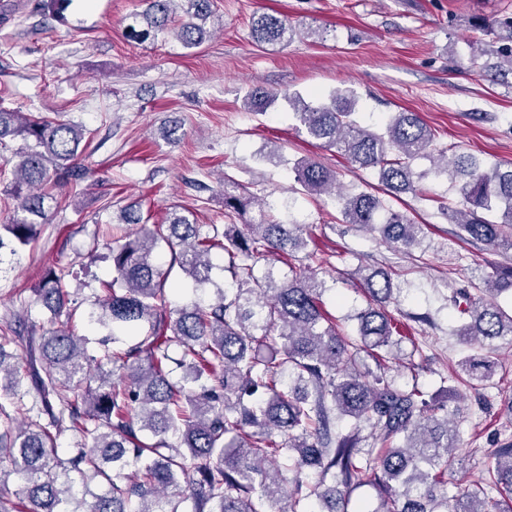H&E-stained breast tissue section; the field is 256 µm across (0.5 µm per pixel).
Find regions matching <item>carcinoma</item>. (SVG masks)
I'll list each match as a JSON object with an SVG mask.
<instances>
[{
  "instance_id": "cac0c4a2",
  "label": "carcinoma",
  "mask_w": 512,
  "mask_h": 512,
  "mask_svg": "<svg viewBox=\"0 0 512 512\" xmlns=\"http://www.w3.org/2000/svg\"><path fill=\"white\" fill-rule=\"evenodd\" d=\"M214 0H143L129 38L154 42L172 34L187 50L210 36L206 24ZM490 38L492 53L512 74V17L476 22ZM297 30L278 15L263 13L252 23V41L283 47ZM276 95L262 89L246 94L248 108L264 112ZM298 129L343 155L351 164L377 171L393 194L417 192L427 173L414 161L432 160L433 172L458 183L463 207L448 220L464 239L493 250L512 248V164L485 168L472 155L434 159V133L414 112H397L373 130L354 119L356 96L335 89L325 98L288 95ZM83 127L40 113L0 105V146L20 141L5 164L7 187L19 200L10 220L0 224V264L36 241L49 223L45 192L49 185L77 184L90 174L80 150ZM301 190L339 198L345 223L378 232L395 250H407L426 237L416 224L368 192L342 193L336 174L306 158L295 166ZM224 213L255 214L242 224H197L172 213L167 224L131 219L134 233L108 247L112 281L103 284L89 322L109 331L96 355L88 353L67 312L69 293L63 277L47 270L37 301L51 313V328L39 345L41 370L23 389L20 355L4 344L20 335L25 315L0 329V379L9 378V395H32L29 406L0 402V512H347L349 493L377 483L384 495L381 512H512V444L492 452L494 467L480 484L454 485L455 412L414 383L398 388L384 372L371 371L365 356L390 352L405 336L386 304L393 294L391 274L359 268L370 304L356 315L357 336L340 329L323 308L324 282L310 272L318 251L308 250V225L271 219L275 200L256 201L235 194L224 183ZM501 212L502 221L478 211ZM165 245L170 267L156 249ZM227 255L215 279L211 253ZM265 271L255 273L259 262ZM298 263L299 272L279 277L276 264ZM178 266L198 292L174 306L167 282ZM488 300L467 288H454L448 302L463 322L455 330L464 344L492 350L512 342V313L495 298L512 294V266H495L483 278ZM178 349L175 359L171 351ZM495 359L485 354L461 359L454 377L492 382ZM353 432H332L336 421ZM369 430L365 437L363 430ZM80 435L67 458L57 437ZM83 485H106L87 502L71 473ZM343 489L325 485L326 476ZM20 488L10 491L9 478Z\"/></svg>"
}]
</instances>
